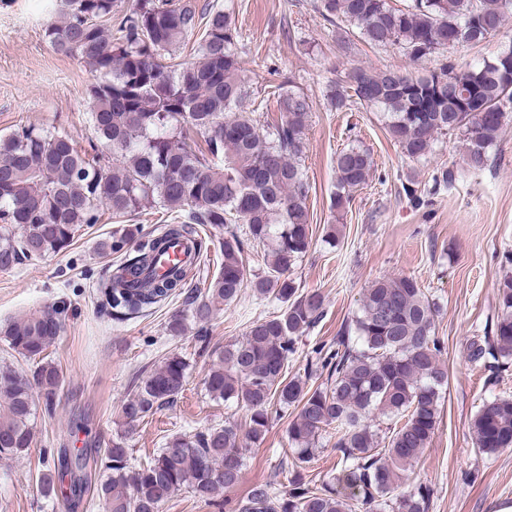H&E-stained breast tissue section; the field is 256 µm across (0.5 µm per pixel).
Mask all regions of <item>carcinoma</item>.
<instances>
[{"label":"carcinoma","instance_id":"carcinoma-1","mask_svg":"<svg viewBox=\"0 0 512 512\" xmlns=\"http://www.w3.org/2000/svg\"><path fill=\"white\" fill-rule=\"evenodd\" d=\"M55 20L45 37L57 52L84 60L95 73L91 110L96 142L81 150L67 135L24 125L0 135V271L25 259L58 253L80 224L96 223L98 208L132 215L154 208L179 222L126 235L136 246L113 268L101 305L126 317L173 295H185L190 316L207 323L213 308L187 286L193 268L173 262L160 278L148 269L164 244L191 238L193 225L224 230V266L208 284L217 301L234 300L251 286L284 310L254 323L247 336L224 345L204 378L208 395L246 408L242 421L226 420L173 436L150 461L129 463L126 437L135 424L184 391L189 363L179 353L146 375L122 405L124 430L112 438L101 465L105 512H159L187 490L205 501L239 484L248 444L261 441L272 419L289 408L291 464L281 465L285 489L256 488L244 500H224L227 512H428L431 489L411 480L436 430L448 371L435 336L438 305L411 276L382 278L365 289L354 318L356 336L336 337L322 357L327 385L315 389L287 377L295 344L324 313L318 291L291 278L312 240L302 166L312 104L292 81L277 86L283 116L258 127L245 103L253 90L242 76L238 32L221 9L195 0H135L127 12L117 0H50ZM330 24L346 25L365 41L397 45L412 62L459 45H477L500 32L512 0H317ZM199 34L200 58L163 63L185 39ZM340 110L352 103L379 112L390 138L412 161L427 158L441 138L453 136L470 170L489 166L491 149L512 120V47L457 67L443 64L425 76L354 67L328 95ZM204 138L200 147L191 137ZM370 153L348 146L336 154L331 209L345 208L372 176ZM234 224L246 225L240 235ZM270 246L267 272L247 280L242 252ZM68 313L64 301L0 329L9 348L35 362L21 373L0 367V458L15 459L31 446L33 390L52 416L63 379L47 358ZM512 361V275L500 281L490 334L468 346L472 363ZM392 422L380 435L376 418ZM336 431V475L310 486L302 471L319 451L322 432ZM482 454L512 448V396L484 403L471 422ZM87 450L62 459L42 475L46 493L80 499L74 470Z\"/></svg>","mask_w":512,"mask_h":512}]
</instances>
